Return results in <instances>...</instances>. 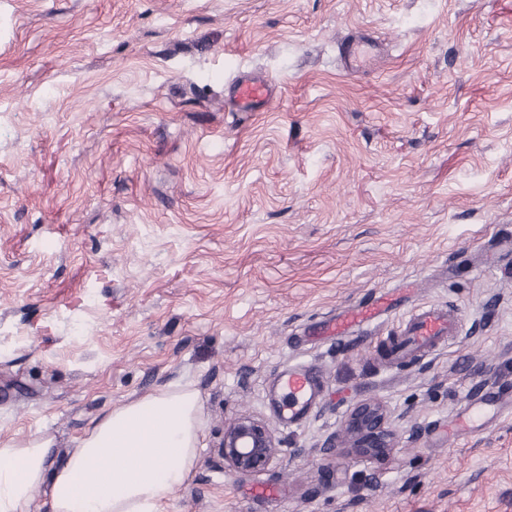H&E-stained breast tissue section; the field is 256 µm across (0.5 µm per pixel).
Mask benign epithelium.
Returning a JSON list of instances; mask_svg holds the SVG:
<instances>
[{
    "mask_svg": "<svg viewBox=\"0 0 512 512\" xmlns=\"http://www.w3.org/2000/svg\"><path fill=\"white\" fill-rule=\"evenodd\" d=\"M224 465L240 475L271 466L278 455V444L269 425L252 415L241 414L224 424L220 443ZM322 451L336 448L360 458L376 459L394 448L390 414L377 400H364L347 414L340 431L326 437Z\"/></svg>",
    "mask_w": 512,
    "mask_h": 512,
    "instance_id": "7a95c632",
    "label": "benign epithelium"
}]
</instances>
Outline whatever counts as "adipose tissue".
<instances>
[{"label": "adipose tissue", "instance_id": "ef3b65f1", "mask_svg": "<svg viewBox=\"0 0 512 512\" xmlns=\"http://www.w3.org/2000/svg\"><path fill=\"white\" fill-rule=\"evenodd\" d=\"M202 404L190 387L156 389L103 415L57 462L47 434L0 441V512H161L198 458Z\"/></svg>", "mask_w": 512, "mask_h": 512}]
</instances>
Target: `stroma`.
Masks as SVG:
<instances>
[{
	"mask_svg": "<svg viewBox=\"0 0 512 512\" xmlns=\"http://www.w3.org/2000/svg\"><path fill=\"white\" fill-rule=\"evenodd\" d=\"M356 29L383 50L349 74ZM240 71L268 111H228ZM511 239L512 0H0V440L63 454L188 384L198 462L164 512H512V415L463 418L512 404ZM396 288L357 336H307ZM424 306L459 335L384 356ZM297 364L322 396L288 426ZM364 399L391 454L319 451ZM244 413L280 447L246 476L219 448ZM319 395L320 385L311 368L288 367L278 377L277 411L288 424L297 423L316 406Z\"/></svg>",
	"mask_w": 512,
	"mask_h": 512,
	"instance_id": "35a3bbf8",
	"label": "stroma"
}]
</instances>
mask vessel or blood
<instances>
[{
    "instance_id": "obj_1",
    "label": "vessel or blood",
    "mask_w": 512,
    "mask_h": 512,
    "mask_svg": "<svg viewBox=\"0 0 512 512\" xmlns=\"http://www.w3.org/2000/svg\"><path fill=\"white\" fill-rule=\"evenodd\" d=\"M338 53L344 71L352 73L366 67L374 59L377 45L369 35H349L339 43ZM274 92L275 88L268 79L253 73H242L231 82L228 98L235 111L263 112L268 110ZM390 305V298H377L325 322L320 333L324 336L352 334L380 317ZM458 332L452 310L422 308L407 320L394 353L400 356L428 350L444 341L445 337L457 335ZM319 395L320 385L311 368L290 367L278 377L277 411L288 423H297L316 406Z\"/></svg>"
}]
</instances>
